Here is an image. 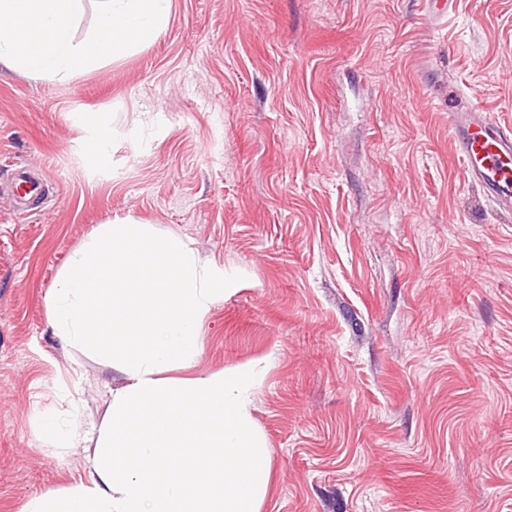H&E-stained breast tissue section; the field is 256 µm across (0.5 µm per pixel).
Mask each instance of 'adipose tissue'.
I'll use <instances>...</instances> for the list:
<instances>
[{
	"mask_svg": "<svg viewBox=\"0 0 512 512\" xmlns=\"http://www.w3.org/2000/svg\"><path fill=\"white\" fill-rule=\"evenodd\" d=\"M223 282L180 238L131 219L100 225L73 252L48 293V326L126 382L90 430L44 420L57 447H91L88 468L20 512H260L270 453L251 414L258 373L192 372Z\"/></svg>",
	"mask_w": 512,
	"mask_h": 512,
	"instance_id": "adipose-tissue-1",
	"label": "adipose tissue"
}]
</instances>
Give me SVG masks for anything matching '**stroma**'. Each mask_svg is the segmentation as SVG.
Returning a JSON list of instances; mask_svg holds the SVG:
<instances>
[{
  "mask_svg": "<svg viewBox=\"0 0 512 512\" xmlns=\"http://www.w3.org/2000/svg\"><path fill=\"white\" fill-rule=\"evenodd\" d=\"M512 126V0H171L150 45L59 83L0 69V512L77 485L124 377L53 336L45 296L126 218L224 270L196 369L256 365L261 512H512V210L448 114ZM110 133L101 163L85 152ZM9 194L18 196L23 205L32 208L45 196V186L38 176L21 167L15 170Z\"/></svg>",
  "mask_w": 512,
  "mask_h": 512,
  "instance_id": "35a3bbf8",
  "label": "stroma"
}]
</instances>
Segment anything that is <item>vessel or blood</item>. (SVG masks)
Returning a JSON list of instances; mask_svg holds the SVG:
<instances>
[{
  "mask_svg": "<svg viewBox=\"0 0 512 512\" xmlns=\"http://www.w3.org/2000/svg\"><path fill=\"white\" fill-rule=\"evenodd\" d=\"M448 129L468 175L501 207L512 209V128L473 107L449 113ZM9 193L31 207L44 197L45 186L38 176L21 167L14 173Z\"/></svg>",
  "mask_w": 512,
  "mask_h": 512,
  "instance_id": "1",
  "label": "vessel or blood"
}]
</instances>
